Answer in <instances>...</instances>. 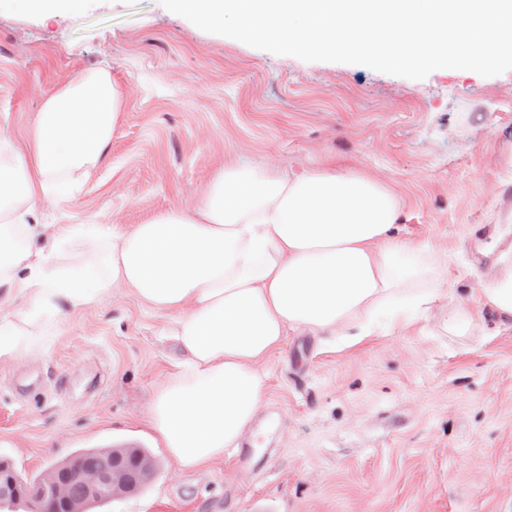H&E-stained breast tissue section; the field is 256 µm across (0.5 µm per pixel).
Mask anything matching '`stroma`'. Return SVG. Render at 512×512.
<instances>
[{"mask_svg":"<svg viewBox=\"0 0 512 512\" xmlns=\"http://www.w3.org/2000/svg\"><path fill=\"white\" fill-rule=\"evenodd\" d=\"M101 67L121 99L106 161L30 223L140 224L197 202L228 161L336 168L403 200V236L440 255L460 300L512 258V70L413 80L256 49L159 0L51 16L0 0V124L17 140L43 96ZM449 309L348 348L288 337L240 451L185 472L148 426L178 361L168 318L112 290L0 363V460L32 481L81 450H149L152 481L92 512H512V325L476 308L485 331L460 343Z\"/></svg>","mask_w":512,"mask_h":512,"instance_id":"stroma-1","label":"stroma"}]
</instances>
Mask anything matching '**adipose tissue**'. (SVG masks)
Here are the masks:
<instances>
[{
	"label": "adipose tissue",
	"mask_w": 512,
	"mask_h": 512,
	"mask_svg": "<svg viewBox=\"0 0 512 512\" xmlns=\"http://www.w3.org/2000/svg\"><path fill=\"white\" fill-rule=\"evenodd\" d=\"M119 107L111 72L94 69L43 98L25 143L0 127V363L34 355L48 316L125 290L169 316L185 358L155 386L148 424L180 470H205L240 448L288 336L352 346L426 316L443 265L401 236V199L371 178L230 163L193 205L123 227L43 225L75 237L65 257L37 245L28 216L99 170ZM476 305L512 320V261L453 307L445 333L473 335Z\"/></svg>",
	"instance_id": "adipose-tissue-1"
}]
</instances>
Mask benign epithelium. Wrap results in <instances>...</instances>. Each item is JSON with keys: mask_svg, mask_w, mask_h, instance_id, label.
<instances>
[{"mask_svg": "<svg viewBox=\"0 0 512 512\" xmlns=\"http://www.w3.org/2000/svg\"><path fill=\"white\" fill-rule=\"evenodd\" d=\"M150 460H129L116 455L90 470H79L65 464H53L35 481H23L14 471L0 472V512H14L12 506L26 503L28 512H47L45 503L53 505L52 512H86L87 505L105 498L128 494L152 476ZM79 480L87 490V504L74 506L69 501V487Z\"/></svg>", "mask_w": 512, "mask_h": 512, "instance_id": "1", "label": "benign epithelium"}]
</instances>
